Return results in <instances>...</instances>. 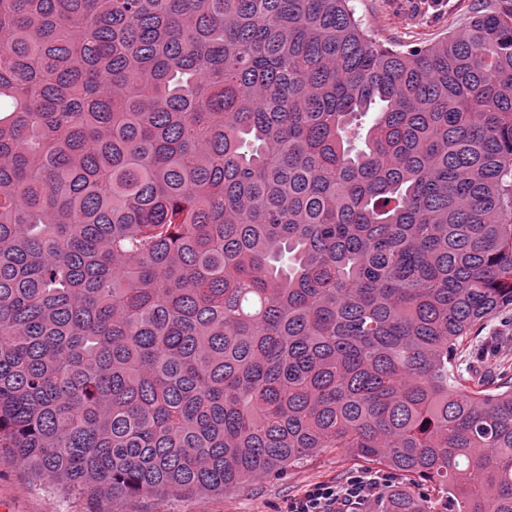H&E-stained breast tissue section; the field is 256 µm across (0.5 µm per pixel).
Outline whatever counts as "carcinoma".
<instances>
[{
    "mask_svg": "<svg viewBox=\"0 0 512 512\" xmlns=\"http://www.w3.org/2000/svg\"><path fill=\"white\" fill-rule=\"evenodd\" d=\"M512 14L407 53L351 0H0V451L224 494L345 448L512 512ZM382 512H431L400 487ZM479 339L465 343L453 360L455 375L491 378L502 366L512 370V307L501 309L484 323Z\"/></svg>",
    "mask_w": 512,
    "mask_h": 512,
    "instance_id": "obj_1",
    "label": "carcinoma"
}]
</instances>
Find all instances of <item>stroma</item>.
Instances as JSON below:
<instances>
[{
    "instance_id": "obj_1",
    "label": "stroma",
    "mask_w": 512,
    "mask_h": 512,
    "mask_svg": "<svg viewBox=\"0 0 512 512\" xmlns=\"http://www.w3.org/2000/svg\"><path fill=\"white\" fill-rule=\"evenodd\" d=\"M484 5L485 0H448L435 13L423 0H354L357 16L372 35L403 51L462 29ZM507 364L512 365V307L488 318L479 339L459 349L453 370L491 378ZM355 474L380 480L377 497L363 504L360 512H379L383 498L401 483L386 468L354 458L345 449L324 448L290 466L283 477L252 481L224 495L200 493L174 500L135 497L113 503L83 491L56 490L0 459V512H284L288 500L309 485H341Z\"/></svg>"
}]
</instances>
